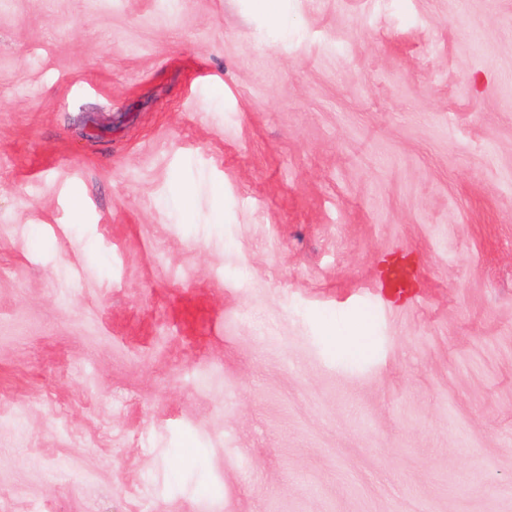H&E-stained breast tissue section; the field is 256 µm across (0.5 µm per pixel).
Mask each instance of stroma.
Listing matches in <instances>:
<instances>
[{
    "label": "stroma",
    "mask_w": 512,
    "mask_h": 512,
    "mask_svg": "<svg viewBox=\"0 0 512 512\" xmlns=\"http://www.w3.org/2000/svg\"><path fill=\"white\" fill-rule=\"evenodd\" d=\"M288 23L0 0V512H512V0ZM194 199L195 190L192 187H183L170 199V203L179 211L184 223L190 224L194 219ZM416 277L415 269L405 263H394L390 265L384 275L386 284L395 290L409 288Z\"/></svg>",
    "instance_id": "stroma-1"
}]
</instances>
